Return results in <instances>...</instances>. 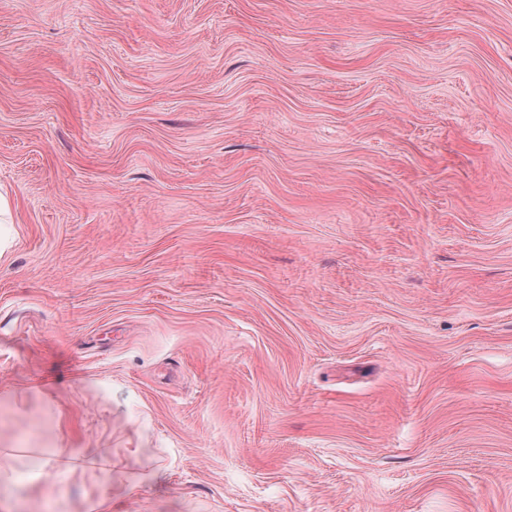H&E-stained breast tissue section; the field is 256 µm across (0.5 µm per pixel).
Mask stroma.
Listing matches in <instances>:
<instances>
[{
  "label": "stroma",
  "instance_id": "obj_1",
  "mask_svg": "<svg viewBox=\"0 0 512 512\" xmlns=\"http://www.w3.org/2000/svg\"><path fill=\"white\" fill-rule=\"evenodd\" d=\"M0 187L14 512H512V0H0Z\"/></svg>",
  "mask_w": 512,
  "mask_h": 512
}]
</instances>
